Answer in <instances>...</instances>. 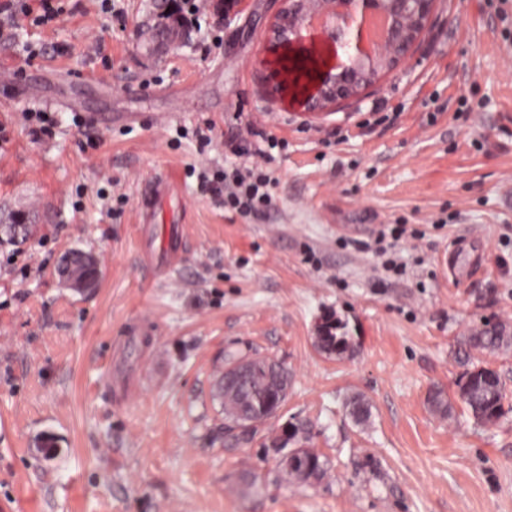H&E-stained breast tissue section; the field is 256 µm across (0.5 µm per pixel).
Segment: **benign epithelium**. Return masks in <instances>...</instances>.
<instances>
[{
	"label": "benign epithelium",
	"instance_id": "1",
	"mask_svg": "<svg viewBox=\"0 0 512 512\" xmlns=\"http://www.w3.org/2000/svg\"><path fill=\"white\" fill-rule=\"evenodd\" d=\"M268 37L272 88L296 94L310 113L359 95L393 70L421 37L436 0H281ZM380 17L383 38L363 46L366 21ZM321 34L319 41L310 32Z\"/></svg>",
	"mask_w": 512,
	"mask_h": 512
}]
</instances>
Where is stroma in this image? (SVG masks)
<instances>
[{
  "label": "stroma",
  "instance_id": "obj_1",
  "mask_svg": "<svg viewBox=\"0 0 512 512\" xmlns=\"http://www.w3.org/2000/svg\"><path fill=\"white\" fill-rule=\"evenodd\" d=\"M30 2L0 11V217L35 224L0 245V512H512V405L484 425L428 402L456 393L458 340L512 325V0H437L397 68L318 115L271 91L281 0H176L190 38L158 55L157 0H60L45 23ZM249 121L280 141L258 220L196 176ZM388 226L420 235L400 273L357 249ZM73 249L96 288L62 282ZM328 317L345 359L316 344ZM230 351L290 374L236 445L213 398ZM301 423L315 486L279 478Z\"/></svg>",
  "mask_w": 512,
  "mask_h": 512
}]
</instances>
